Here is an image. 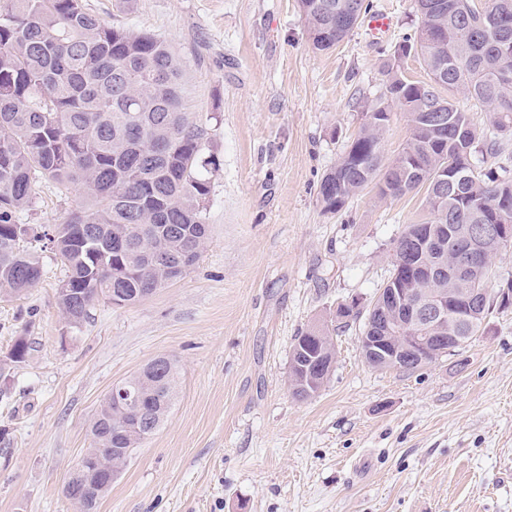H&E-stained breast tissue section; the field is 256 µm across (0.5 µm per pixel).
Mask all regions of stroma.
<instances>
[{
  "label": "stroma",
  "mask_w": 512,
  "mask_h": 512,
  "mask_svg": "<svg viewBox=\"0 0 512 512\" xmlns=\"http://www.w3.org/2000/svg\"><path fill=\"white\" fill-rule=\"evenodd\" d=\"M87 2L182 58L218 165L209 235L186 275L79 325L58 309L51 253L35 288L0 296V512H74L62 486L102 399L160 355L179 365L174 406L97 512H512V310L415 371L367 365L361 321L336 316L370 304L421 216L417 194L369 187L333 215L317 195L384 90L383 61L416 33V0H372L389 34L361 24L327 52L297 0ZM81 203L40 181L20 221L60 224ZM315 323L334 330L335 365L301 401L290 350ZM21 336L30 353L10 362Z\"/></svg>",
  "instance_id": "stroma-1"
}]
</instances>
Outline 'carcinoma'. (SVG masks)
I'll return each instance as SVG.
<instances>
[{
	"label": "carcinoma",
	"mask_w": 512,
	"mask_h": 512,
	"mask_svg": "<svg viewBox=\"0 0 512 512\" xmlns=\"http://www.w3.org/2000/svg\"><path fill=\"white\" fill-rule=\"evenodd\" d=\"M415 37L395 51L394 60L422 58L428 82L408 79L398 64H387L384 91L366 107L364 121L336 165L321 179L318 200L335 214L370 185L382 198L424 190L422 222L408 224L393 244L383 287L398 283L420 296L434 294L453 303L460 289L475 287L492 269L488 252L476 251L477 272L469 279L452 272L456 258L471 250L474 224L512 225V179L490 158L512 136V0H421ZM309 40L317 51L336 47L353 31L336 24V14L356 11L363 19L370 0H298ZM463 89L484 112L479 124L471 110L451 97ZM185 68L164 39L109 24L85 0H0V291L20 295L42 277L41 253L66 267V295L57 289L60 310L79 324L96 301L122 294L132 306L182 277L199 259L208 238L210 194L209 133L186 111ZM406 116L410 135L392 158L384 156L383 132L392 108ZM440 112L443 124L427 121ZM481 154L482 165L474 163ZM40 179L66 191H81L83 206L51 233L26 229L19 214L33 204ZM448 225L439 245L418 247L410 264L399 261L413 241ZM491 301L469 315L463 335L475 338L487 318L512 307V279ZM335 350L323 327L294 339L288 377H303L308 357ZM178 380L173 359L153 372L149 383L132 375L138 409L105 399L91 425L92 445L81 457L91 475L67 477L64 497L81 494L98 508L111 489L110 463L123 471L131 457L112 453L115 427L121 445L139 448L152 434V420L170 412Z\"/></svg>",
	"instance_id": "1"
}]
</instances>
